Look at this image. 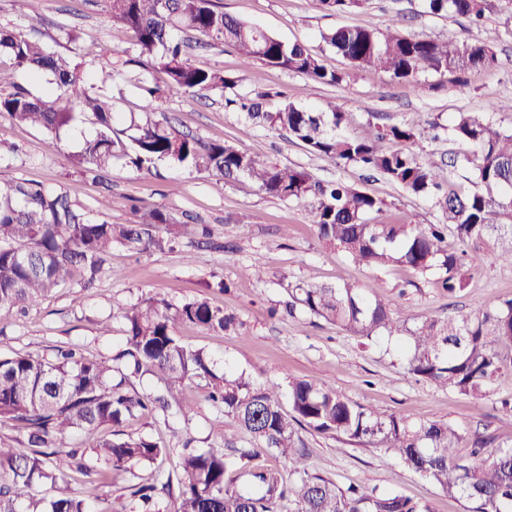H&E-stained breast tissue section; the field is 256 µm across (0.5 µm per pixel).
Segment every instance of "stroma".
<instances>
[{
	"label": "stroma",
	"instance_id": "stroma-1",
	"mask_svg": "<svg viewBox=\"0 0 512 512\" xmlns=\"http://www.w3.org/2000/svg\"><path fill=\"white\" fill-rule=\"evenodd\" d=\"M216 2L225 12L259 24L282 41L304 43L336 71L347 70L348 63L325 46L321 35L340 26H394L420 38L489 42L498 67L471 73L460 85H443L438 77L424 73L419 90L382 71L367 70L348 82L324 85L266 66L243 68L237 52L228 46L197 44L190 52L195 66L237 77L236 93L273 89L276 96L266 104L272 112L285 102L314 106L333 100L347 114L343 131L348 135L367 134L373 122L417 126L422 134L415 151L434 153L440 166L449 167L453 186L470 187L474 173L464 161L470 146L445 134L432 139L426 125L447 124L457 112L482 114L489 100L512 98V0H491L480 27L452 14H423L421 0H367L364 9L338 16L314 10L307 0ZM0 27L31 33L48 50L75 56L87 77L111 72L117 111L140 113L136 78L142 69L129 63L138 51L131 33L113 23L108 0H0ZM228 93L217 88L203 98L171 96L164 115L178 129L200 139L235 143L259 159L299 166L315 179L341 180L383 199V223L438 222L430 201L410 195L381 175L369 176L357 166L311 154L289 140L287 133L256 127L242 136L237 113L225 107ZM81 145L80 134L69 132L55 140L41 129L0 118V173L51 189L78 184L77 206L96 220L128 223L129 204L134 201L141 207L162 208L178 222L191 217L212 225L214 239L181 253L114 249L107 270L90 287L75 280L29 305L25 313L1 311L0 353L49 358L56 347L75 345L87 358L109 359L124 346L119 305L150 297L177 304L203 294L234 316L235 327L210 333L180 324L178 335L188 345L205 348L217 363L228 361L250 373L257 383L317 379L378 412L412 422L450 424L467 436L458 449L464 458L477 435L492 439L494 447L512 448V369L499 374L482 398L465 397L416 380L387 337L366 344L324 320L284 309L288 287L297 281L364 284L375 278L395 307L423 319H444L460 310L488 308L512 298V266L484 252L472 254V279L463 292L451 296L438 288V271L419 274L403 266L374 271L327 247L315 232L310 203L267 196L243 177L226 179L164 161L139 170L117 160L107 169L104 182L98 183L82 178L73 160ZM246 267L262 269L263 278L243 276ZM220 279L228 283V291L203 290L204 282ZM105 321L112 325L107 336L100 332ZM206 395L201 384L186 389V402L197 409L191 423L175 415L144 412L120 425L121 433L147 435L166 448V455L153 466L132 468L108 486L79 475L69 482V491L96 498L101 512H129L132 486L164 483L176 469L185 438H194L196 447L220 448L231 456L250 447V436L233 426L223 408L210 404ZM301 436L309 472L338 486L354 483L396 490L428 502L433 512H466L465 500L442 493L407 468L397 449L308 429Z\"/></svg>",
	"mask_w": 512,
	"mask_h": 512
}]
</instances>
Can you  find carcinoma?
<instances>
[{"instance_id":"1","label":"carcinoma","mask_w":512,"mask_h":512,"mask_svg":"<svg viewBox=\"0 0 512 512\" xmlns=\"http://www.w3.org/2000/svg\"><path fill=\"white\" fill-rule=\"evenodd\" d=\"M112 21L130 30L139 56L156 77L139 79L144 119L133 122L125 142L113 127L117 116L103 71L98 85L88 83L80 63L45 49L20 32L0 28V54L12 68H0V116L38 127L58 138L79 130L94 118L95 134L84 137L75 155L82 173L98 175L115 159L137 167L156 161L218 172L226 178L246 176L264 194L288 201H315L318 238L354 263L369 268L401 265L425 274L441 271V288L450 295L464 290L471 278L466 250L486 251L512 265V133L499 128L495 112H512V100L490 102L488 112H466L448 121V134L472 148V188L458 191L440 181L433 154L411 146L421 135L410 124L372 125L362 137L342 133L346 112L334 101L312 110L286 102L275 112L265 109L268 92L236 95L225 105L242 120V133L254 127L285 130L312 154L344 165L377 172L411 195L424 197L440 215L437 224H385L376 216L385 202L343 182L321 183L303 168L257 159L229 142H208L179 131L154 116L168 95L204 96L232 89L237 78L198 68L189 62L186 45L174 32L193 31L209 45H231L246 67L255 64L300 74L313 82L340 85L365 70H382L401 83L421 88L419 75L429 72L450 85L467 75L498 66L494 49L475 40L456 42L407 36L372 25L342 26L321 34L331 50L349 64L346 72L327 69L321 58L300 42L286 43L258 25L228 14L212 0H109ZM325 12L344 14L365 0H308ZM431 16L454 14L473 23L483 20L489 0H423ZM42 78L47 88L33 94L15 81L17 71ZM395 143L393 149L386 143ZM77 188L59 191L0 175V310L23 309L65 284L73 275L88 287L104 270L115 246L130 251H173L181 240L208 237L205 224L177 223L159 208L132 207L128 224L97 221L77 208ZM453 237L463 250L448 245ZM375 282L363 285L300 281L291 289L292 304L362 339L380 334L405 341L407 370L419 381L467 397H481L502 370L512 368V298L494 308L460 311L446 319H419L395 311ZM125 348L112 361L92 360L71 347L46 359L27 353L0 355V425L23 431L27 447L0 442V512H96L91 500L61 490L39 497L40 483L56 487L73 474L93 475L101 486L115 473L134 465L150 466L166 453L151 437L98 434L144 411H173L185 422L196 414L183 399L190 384L203 382L208 400L224 407L233 424L250 433L252 447L240 458L268 454L300 477L286 486L280 473L263 468L250 473L257 490L248 491L228 477L233 461L217 449L201 450L185 442L175 478L161 486L134 488L136 512H158L159 494L177 486L171 512H432L430 506L396 491L341 488L309 473L308 453L299 430L344 435L356 442L395 448L402 462L443 493L468 503V512H512V449L488 448L476 437L470 457L455 448L464 439L446 423H413L380 413L345 397L317 380L288 381L290 413L279 403L281 385H259L252 375L231 367L220 373L212 355L183 342L179 323L209 331L235 327V318L198 296L180 304L152 297L120 307ZM130 369L156 377L157 394L126 389ZM81 433L80 443L66 451V438Z\"/></svg>"}]
</instances>
